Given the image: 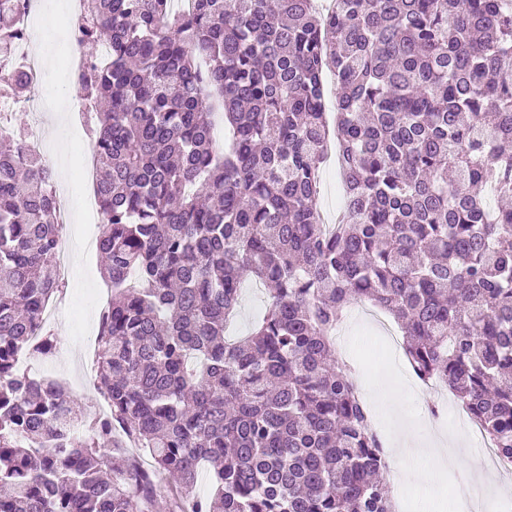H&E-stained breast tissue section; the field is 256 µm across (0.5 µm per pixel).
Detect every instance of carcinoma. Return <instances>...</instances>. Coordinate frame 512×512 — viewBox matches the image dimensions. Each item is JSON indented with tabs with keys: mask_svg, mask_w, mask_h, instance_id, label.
Masks as SVG:
<instances>
[{
	"mask_svg": "<svg viewBox=\"0 0 512 512\" xmlns=\"http://www.w3.org/2000/svg\"><path fill=\"white\" fill-rule=\"evenodd\" d=\"M88 0L111 287L85 415L54 353L53 174L0 135V512H395L333 332L367 300L512 462V0ZM20 32L0 0V52ZM335 76L344 217L321 229ZM17 71L10 91L26 96ZM498 205L488 202L487 191ZM266 286L225 336L242 284ZM209 494L197 492L201 471ZM178 485L164 490L159 475ZM247 281L245 282V284ZM244 284V285H245ZM247 285H255L254 283H247ZM260 289L259 293L251 294L246 291L247 288H243L242 291V306L241 311L234 322L231 329L236 330L238 335L241 336L246 334L251 328L252 322L261 314L264 309L266 301V293L264 287L261 285H255ZM230 329V330H231Z\"/></svg>",
	"mask_w": 512,
	"mask_h": 512,
	"instance_id": "carcinoma-1",
	"label": "carcinoma"
}]
</instances>
